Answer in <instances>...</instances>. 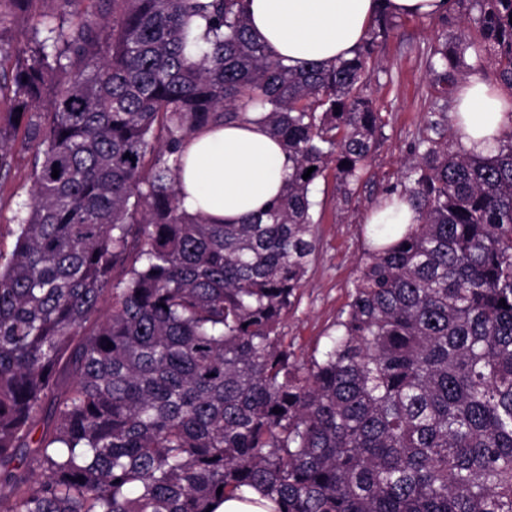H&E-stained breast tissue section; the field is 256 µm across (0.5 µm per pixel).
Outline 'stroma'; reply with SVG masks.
I'll use <instances>...</instances> for the list:
<instances>
[{
  "label": "stroma",
  "instance_id": "obj_1",
  "mask_svg": "<svg viewBox=\"0 0 512 512\" xmlns=\"http://www.w3.org/2000/svg\"><path fill=\"white\" fill-rule=\"evenodd\" d=\"M471 0H455L453 12L440 18L398 16L385 37L379 38L369 62L373 71L371 95L380 114V143L368 172L343 198L334 175L318 179L313 187L319 220V250L301 290L300 303L285 319V331L296 355L324 349L335 332L334 323L348 301L358 261L370 245L365 219L403 179L410 147L424 127L433 101L455 100L470 77L501 88L495 61L467 53L452 82L440 85L429 72L427 58L433 46L456 43L464 37L480 41L471 20ZM94 0H37L29 12H17L0 24V47L13 51L23 45L41 16L73 13L90 15ZM32 155L15 154L11 172L0 178V252L10 253L16 242L13 217L26 202L30 189Z\"/></svg>",
  "mask_w": 512,
  "mask_h": 512
}]
</instances>
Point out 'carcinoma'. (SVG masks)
Masks as SVG:
<instances>
[{
    "instance_id": "cac0c4a2",
    "label": "carcinoma",
    "mask_w": 512,
    "mask_h": 512,
    "mask_svg": "<svg viewBox=\"0 0 512 512\" xmlns=\"http://www.w3.org/2000/svg\"><path fill=\"white\" fill-rule=\"evenodd\" d=\"M243 2L96 0L0 55V173L19 128L34 153L0 255V512H214L246 488L273 512H512V130L479 156L431 112L389 191L418 223L363 254L336 334L299 360L282 322L318 253L313 185L331 168L347 198L370 165L391 20L294 68ZM474 6L482 43L429 70L446 83L471 49L512 86V0ZM234 122L290 171L213 224L182 206L183 152Z\"/></svg>"
}]
</instances>
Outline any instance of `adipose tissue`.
<instances>
[{"label":"adipose tissue","instance_id":"adipose-tissue-1","mask_svg":"<svg viewBox=\"0 0 512 512\" xmlns=\"http://www.w3.org/2000/svg\"><path fill=\"white\" fill-rule=\"evenodd\" d=\"M451 0H246L252 34L292 65L352 57L382 11L434 18ZM512 118V94L469 78L453 121L465 149L487 154ZM290 162L285 147L255 124H230L197 134L184 152L181 201L217 224H236L280 192Z\"/></svg>","mask_w":512,"mask_h":512}]
</instances>
